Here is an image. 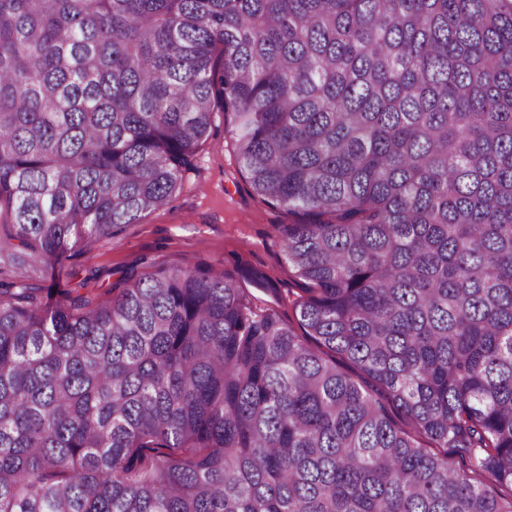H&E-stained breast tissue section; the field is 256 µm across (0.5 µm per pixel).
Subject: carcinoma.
<instances>
[{
	"label": "carcinoma",
	"instance_id": "1",
	"mask_svg": "<svg viewBox=\"0 0 512 512\" xmlns=\"http://www.w3.org/2000/svg\"><path fill=\"white\" fill-rule=\"evenodd\" d=\"M217 112L303 335L209 265L31 286ZM0 512H512V0H0Z\"/></svg>",
	"mask_w": 512,
	"mask_h": 512
}]
</instances>
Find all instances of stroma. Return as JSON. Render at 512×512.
Segmentation results:
<instances>
[{"mask_svg":"<svg viewBox=\"0 0 512 512\" xmlns=\"http://www.w3.org/2000/svg\"><path fill=\"white\" fill-rule=\"evenodd\" d=\"M223 114L214 116V134L199 151L182 187L161 209L118 236L56 268L57 288H80L101 293L124 275L142 277L154 266L192 268L211 265L229 271L243 284L264 276L254 295L278 301L286 321H294L290 305L299 292L284 254L281 225L298 217L264 202L254 193L232 149Z\"/></svg>","mask_w":512,"mask_h":512,"instance_id":"35a3bbf8","label":"stroma"}]
</instances>
